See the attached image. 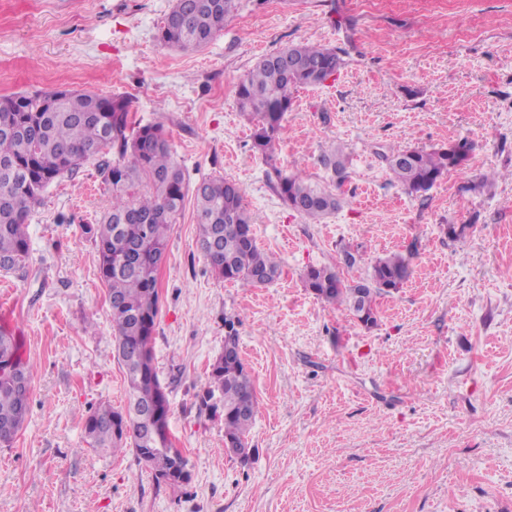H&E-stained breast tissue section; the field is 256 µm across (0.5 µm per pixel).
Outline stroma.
<instances>
[{"mask_svg": "<svg viewBox=\"0 0 512 512\" xmlns=\"http://www.w3.org/2000/svg\"><path fill=\"white\" fill-rule=\"evenodd\" d=\"M172 5L0 0V96H126L133 122L165 126L190 184H239L282 274L260 288L216 277L186 203L157 274L153 346L192 480L157 484L133 452L86 443L87 411L125 401L85 231L112 195L94 161L54 182L29 220L28 264L0 269V326L34 365L27 418L0 447V512H512V0H242L197 52L159 42ZM299 42L346 53L334 79L299 89L278 153L343 198L319 224L278 196L236 104L242 74ZM461 139L466 168L422 197L378 157ZM337 143L350 155L341 181L322 163ZM490 171L499 179L480 188ZM346 248L348 279L391 253L410 261L375 325L301 279ZM229 319L260 403L245 465L202 404Z\"/></svg>", "mask_w": 512, "mask_h": 512, "instance_id": "35a3bbf8", "label": "stroma"}]
</instances>
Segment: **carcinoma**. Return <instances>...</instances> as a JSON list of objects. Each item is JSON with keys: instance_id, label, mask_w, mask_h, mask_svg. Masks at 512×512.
<instances>
[{"instance_id": "cac0c4a2", "label": "carcinoma", "mask_w": 512, "mask_h": 512, "mask_svg": "<svg viewBox=\"0 0 512 512\" xmlns=\"http://www.w3.org/2000/svg\"><path fill=\"white\" fill-rule=\"evenodd\" d=\"M241 0H175L159 41L180 51H196L234 17ZM345 65L340 49L292 43L262 57L239 80L236 100L251 124V149L276 177V191L300 217L318 223L341 207V198L314 182L302 169L276 167L282 123L295 93L318 87ZM473 144L460 140L429 151L391 148L379 153L392 178L410 194H425L451 171L464 169ZM112 155L107 160L105 156ZM102 158L101 175L112 192L110 210L86 233L96 244L99 272L108 287L112 331L127 383V404L102 403L89 411L84 429L94 448L118 455L130 448L149 469L158 456L177 454L157 483L186 486L188 460L168 437L170 404L154 362L155 319L160 302L157 272L164 262L172 224L194 197L199 246L212 271L229 282L265 286L281 274L280 260L261 250L241 187L221 175L192 187L174 159L161 124L135 125L125 96L103 97L53 89L0 97V263L22 269L30 258L28 220L56 180L74 175L84 163ZM348 155L336 145L322 163L344 177ZM409 276L403 255L377 259L367 274L348 281L329 266H310L305 287L318 298L346 305L367 326L376 323V298L401 288ZM10 360L17 377L0 376V446L13 444L29 412L33 366L23 361L14 336L0 331V362ZM212 415L224 419V447L240 462L252 459L248 436L260 410L250 371L239 354L234 324L224 351L210 365L203 398Z\"/></svg>"}]
</instances>
